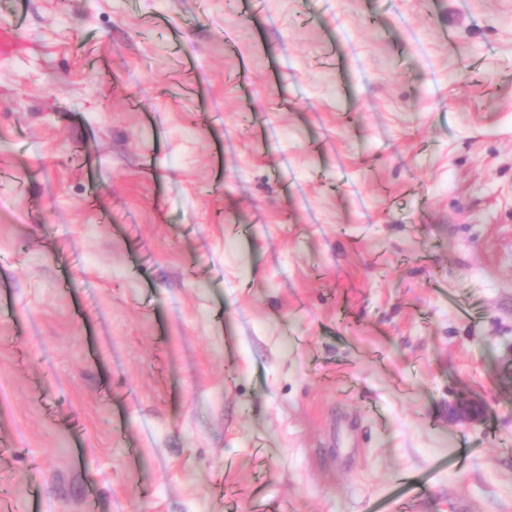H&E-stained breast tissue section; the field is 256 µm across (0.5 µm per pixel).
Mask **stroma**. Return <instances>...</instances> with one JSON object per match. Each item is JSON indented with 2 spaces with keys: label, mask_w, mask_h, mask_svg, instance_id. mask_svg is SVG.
Here are the masks:
<instances>
[{
  "label": "stroma",
  "mask_w": 512,
  "mask_h": 512,
  "mask_svg": "<svg viewBox=\"0 0 512 512\" xmlns=\"http://www.w3.org/2000/svg\"><path fill=\"white\" fill-rule=\"evenodd\" d=\"M10 30L13 512H512V0H0Z\"/></svg>",
  "instance_id": "35a3bbf8"
}]
</instances>
